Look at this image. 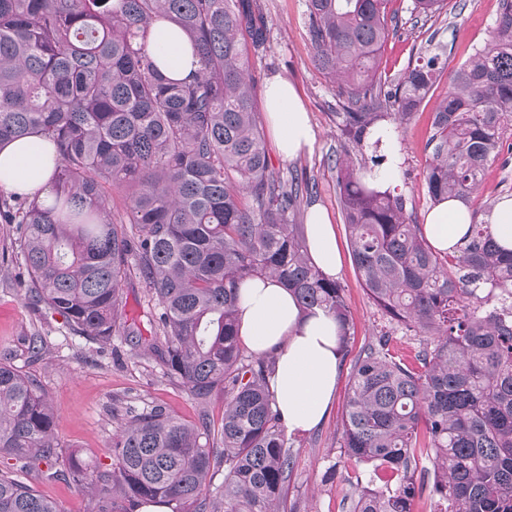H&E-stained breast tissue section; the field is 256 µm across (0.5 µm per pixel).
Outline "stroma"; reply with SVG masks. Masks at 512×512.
Listing matches in <instances>:
<instances>
[{"label":"stroma","mask_w":512,"mask_h":512,"mask_svg":"<svg viewBox=\"0 0 512 512\" xmlns=\"http://www.w3.org/2000/svg\"><path fill=\"white\" fill-rule=\"evenodd\" d=\"M254 2L268 28L266 52L250 58L255 95L263 97L272 76L287 78L295 85L316 131L312 151L290 161L279 156L272 137H265L268 162L283 177L300 171L314 183L315 191L303 206L322 207L332 219L342 256L337 280L352 315L350 356L339 370L332 407L318 428L292 438L294 467L284 507L286 512H349L355 472L345 464L340 443L352 358L387 330L389 323L373 305L353 264L336 185V159L344 144L335 115L340 89L312 62L304 23L306 0ZM409 2L390 0L388 4L387 12L395 16L396 26L382 50L379 70L383 78L397 83L409 67L428 56L433 43L443 44L447 57L426 100L398 130L403 161L394 191L405 197L413 223L421 225L433 206L424 176L435 104L447 92L454 71L489 39L501 4L500 0H445L440 13L425 20L410 15ZM507 195L512 196V164L496 161L488 165L468 207L481 216L487 203ZM24 294L17 264L1 268L0 358L8 357L15 366L35 375L47 390L55 410V435L65 449L79 450L84 457L110 466L112 435L119 424L113 415L117 407L138 410L159 404L187 421L197 420L203 410L213 419L221 418V393H213L207 404H200L186 387L164 377L153 357L141 354L124 337H114L105 346L94 343L70 331L61 316L36 311ZM34 335L43 336L47 345L36 361L28 353V340ZM20 479L54 499L60 512H93L89 496L67 477L52 478L32 471L21 473Z\"/></svg>","instance_id":"obj_1"}]
</instances>
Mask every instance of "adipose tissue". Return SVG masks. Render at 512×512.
I'll return each mask as SVG.
<instances>
[{"label": "adipose tissue", "instance_id": "ef3b65f1", "mask_svg": "<svg viewBox=\"0 0 512 512\" xmlns=\"http://www.w3.org/2000/svg\"><path fill=\"white\" fill-rule=\"evenodd\" d=\"M148 50L164 74L173 80L198 70L200 63L180 33L155 22L149 27ZM264 112L269 130L283 159L291 160L311 150L315 133L295 86L275 76L264 91ZM58 165L55 149L45 154L14 141L0 147V190L49 197ZM473 220L457 200L437 204L426 216L424 236L437 251L451 250ZM307 250L315 265L336 277L342 257L328 214L310 210L305 224ZM238 336L242 345L275 361L270 389L288 430L303 434L319 426L336 395L337 326L326 311L302 309L294 294L276 278L246 279L239 290Z\"/></svg>", "mask_w": 512, "mask_h": 512}]
</instances>
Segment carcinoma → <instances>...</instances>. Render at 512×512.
<instances>
[{
	"instance_id": "cac0c4a2",
	"label": "carcinoma",
	"mask_w": 512,
	"mask_h": 512,
	"mask_svg": "<svg viewBox=\"0 0 512 512\" xmlns=\"http://www.w3.org/2000/svg\"><path fill=\"white\" fill-rule=\"evenodd\" d=\"M389 0H307L313 61L339 84L337 127L361 165L336 161L339 201L354 265L391 329L358 353L349 377L341 453L356 481L349 512H412L422 493L443 512H512V250L490 225L471 224L457 253L435 251L401 194L366 174L385 161L369 128L407 121L445 67L444 45L394 87L378 77L391 28ZM443 0H412L431 17ZM490 39L455 72L433 112L425 184L436 203L470 200L500 158L512 121V0ZM163 20L188 38L202 68L165 77L147 50ZM267 51V27L250 0H0V144L55 146L51 200L0 193V222L20 252L29 302L75 333L109 344L127 336L158 354L162 374L204 404L224 392V416L195 422L161 406L133 411L112 436V467L65 451L55 413L34 376L0 362V458L19 470L67 471L96 499L94 512L154 503L170 512H282L294 466L268 381L269 356L245 354L238 285L272 276L306 309L336 320L346 355L351 315L344 288L310 261L296 216L309 181L270 169L249 54ZM127 190L112 218L106 187ZM135 266L164 337L118 320ZM420 337L413 356L396 332ZM224 468V483L212 486ZM0 512H61L0 470Z\"/></svg>"
}]
</instances>
